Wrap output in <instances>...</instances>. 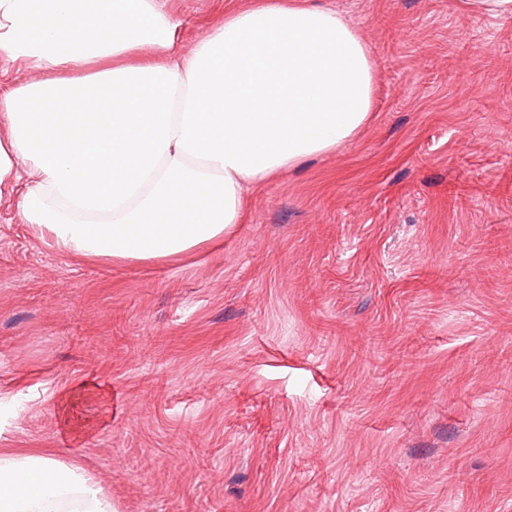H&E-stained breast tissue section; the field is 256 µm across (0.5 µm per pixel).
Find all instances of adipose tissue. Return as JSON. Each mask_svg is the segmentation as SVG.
Returning a JSON list of instances; mask_svg holds the SVG:
<instances>
[{
    "instance_id": "1",
    "label": "adipose tissue",
    "mask_w": 512,
    "mask_h": 512,
    "mask_svg": "<svg viewBox=\"0 0 512 512\" xmlns=\"http://www.w3.org/2000/svg\"><path fill=\"white\" fill-rule=\"evenodd\" d=\"M162 0H0V195L81 257L167 259L221 240L246 193L372 117L356 28L313 0H251L186 54ZM34 176L26 190L23 175ZM0 512H112L54 452L0 448ZM0 93H6L10 88L16 86L21 81H30L42 77V73L30 69L22 61L0 63Z\"/></svg>"
}]
</instances>
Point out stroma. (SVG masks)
Instances as JSON below:
<instances>
[{
  "mask_svg": "<svg viewBox=\"0 0 512 512\" xmlns=\"http://www.w3.org/2000/svg\"><path fill=\"white\" fill-rule=\"evenodd\" d=\"M163 2L187 53L247 0ZM316 2L371 49L372 119L218 243L66 255L0 199V448L115 512H512V17Z\"/></svg>",
  "mask_w": 512,
  "mask_h": 512,
  "instance_id": "35a3bbf8",
  "label": "stroma"
}]
</instances>
